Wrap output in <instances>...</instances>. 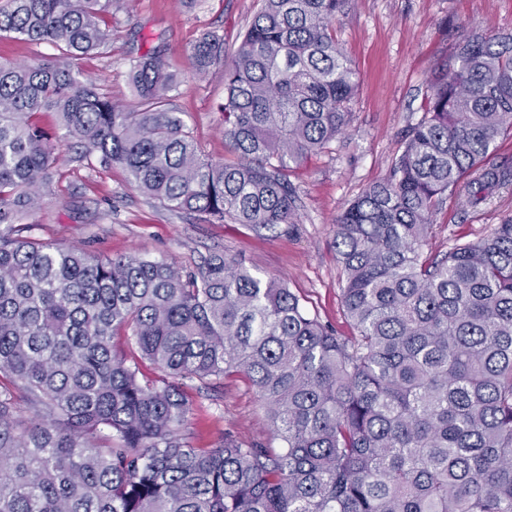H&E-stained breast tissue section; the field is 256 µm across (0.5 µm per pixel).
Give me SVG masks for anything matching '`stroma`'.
<instances>
[{
	"label": "stroma",
	"mask_w": 512,
	"mask_h": 512,
	"mask_svg": "<svg viewBox=\"0 0 512 512\" xmlns=\"http://www.w3.org/2000/svg\"><path fill=\"white\" fill-rule=\"evenodd\" d=\"M260 0H113L112 40L76 60L83 77L106 86L125 104L136 100L134 59L163 48L181 83L172 105L183 112L201 151L223 159L224 78H195L188 47L207 30L234 46ZM512 33V0H347L333 23L335 39L356 68L359 84L350 104L347 133L312 154L289 179L296 188L298 221L289 230H253L225 220L209 224L149 200L115 166L90 169L59 145L60 181L43 190L32 214L35 238L56 246L77 245L104 257L137 253L195 269L203 256L222 251L242 258L252 273L284 282L311 314L345 336L353 328L343 313V286L333 248L334 224L348 202L385 179L404 147L407 131L424 114L428 78L455 42L471 32ZM512 217V185L496 190L478 208L448 197L434 216L429 250L445 254L489 235ZM192 407L181 432L194 447L209 448L224 433L270 444L272 434L255 391L228 379L204 388L185 382Z\"/></svg>",
	"instance_id": "35a3bbf8"
}]
</instances>
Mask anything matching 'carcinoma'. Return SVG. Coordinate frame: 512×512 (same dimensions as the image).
<instances>
[{
    "label": "carcinoma",
    "mask_w": 512,
    "mask_h": 512,
    "mask_svg": "<svg viewBox=\"0 0 512 512\" xmlns=\"http://www.w3.org/2000/svg\"><path fill=\"white\" fill-rule=\"evenodd\" d=\"M343 2L262 0L228 67L224 35L191 45L199 79L223 68L221 161L170 107L178 77L159 51L133 64V111L76 76L112 39V0L0 5V35L57 51L0 63V512H512V218L424 251L445 195L477 207L512 184V157L487 164L512 135L511 33L455 43L392 175L337 218L352 336L236 255L187 272L30 235L58 140L173 211L295 223L289 169L351 120L357 71L332 35ZM49 112L55 132L37 121ZM121 336L173 378L245 377L280 450L230 434L190 446L186 393L127 364Z\"/></svg>",
    "instance_id": "cac0c4a2"
}]
</instances>
